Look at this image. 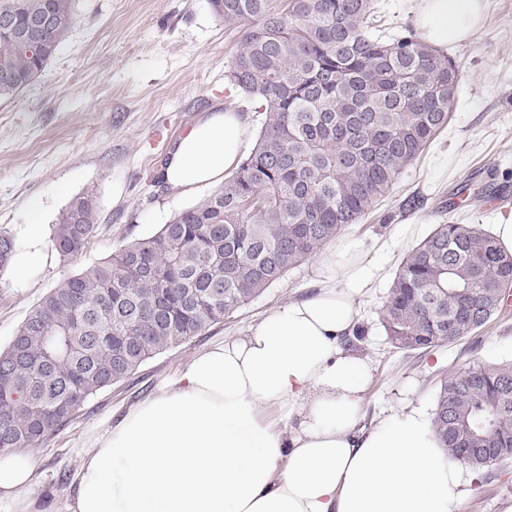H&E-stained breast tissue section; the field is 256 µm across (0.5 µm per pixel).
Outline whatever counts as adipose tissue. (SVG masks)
<instances>
[{
  "label": "adipose tissue",
  "instance_id": "obj_1",
  "mask_svg": "<svg viewBox=\"0 0 512 512\" xmlns=\"http://www.w3.org/2000/svg\"><path fill=\"white\" fill-rule=\"evenodd\" d=\"M435 49L468 39L482 0H415ZM248 134L233 110L206 114L162 169L178 195L222 184ZM371 270L357 241L318 264L314 295L276 306L244 336L197 355L98 437L70 512H459L463 466L420 408L361 427L372 378L344 343ZM31 456L0 452V499L31 484Z\"/></svg>",
  "mask_w": 512,
  "mask_h": 512
}]
</instances>
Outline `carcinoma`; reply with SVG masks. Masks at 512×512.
Returning a JSON list of instances; mask_svg holds the SVG:
<instances>
[{
	"instance_id": "cac0c4a2",
	"label": "carcinoma",
	"mask_w": 512,
	"mask_h": 512,
	"mask_svg": "<svg viewBox=\"0 0 512 512\" xmlns=\"http://www.w3.org/2000/svg\"><path fill=\"white\" fill-rule=\"evenodd\" d=\"M238 34L230 80L261 102L250 154L154 234L65 278L0 349V451L37 448L98 392L220 324L336 241L394 189L448 123L459 65L414 30L373 27L375 0H209ZM17 26L50 16L42 55L0 30V97L27 87L76 22L75 0H0ZM94 191L51 238L64 258L98 230ZM512 287V254L479 224H438L399 266L381 310L392 345L429 351L485 325ZM433 426L448 457L512 461V362L441 379ZM466 448H482L466 455Z\"/></svg>"
}]
</instances>
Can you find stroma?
Returning <instances> with one entry per match:
<instances>
[{"mask_svg":"<svg viewBox=\"0 0 512 512\" xmlns=\"http://www.w3.org/2000/svg\"><path fill=\"white\" fill-rule=\"evenodd\" d=\"M483 21L447 49L461 70L451 120L402 175L392 193L342 240L363 245L375 275L357 299L366 331L356 352L374 367L362 427L392 412L433 411L440 378L470 363L512 359V306L500 309L467 339L405 354L387 341L379 314L405 253L445 222L491 228L500 210L450 208L457 188L512 190V0H485ZM76 23L41 75L0 98V234L15 249L28 244L29 205L43 207L51 236L69 202L94 190L100 210L95 236L73 259L46 250L45 262L20 277L0 272V348L31 307L65 277L108 257L130 240L157 231L209 194H169L162 168L180 136L207 113H246L258 131L257 101L228 78L233 36L208 0H76ZM308 259L263 295L187 344L156 355L123 382L92 397L78 417L31 449L35 480L31 512H68L71 486L93 441L128 409L175 380L196 354L242 336L277 305L318 288ZM459 512H512V462L464 471Z\"/></svg>","mask_w":512,"mask_h":512,"instance_id":"35a3bbf8","label":"stroma"}]
</instances>
